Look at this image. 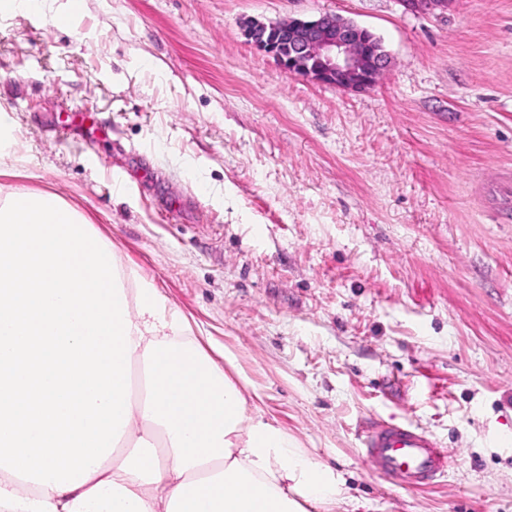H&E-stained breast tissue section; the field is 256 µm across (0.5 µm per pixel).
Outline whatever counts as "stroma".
I'll use <instances>...</instances> for the list:
<instances>
[{
  "mask_svg": "<svg viewBox=\"0 0 512 512\" xmlns=\"http://www.w3.org/2000/svg\"><path fill=\"white\" fill-rule=\"evenodd\" d=\"M0 17V191L58 195L152 281L266 420L344 474L331 512H512V0H87ZM380 37L366 91L289 76L243 21ZM91 110L95 149L62 131ZM408 421L448 474L406 490L360 436Z\"/></svg>",
  "mask_w": 512,
  "mask_h": 512,
  "instance_id": "1",
  "label": "stroma"
}]
</instances>
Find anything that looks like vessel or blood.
Here are the masks:
<instances>
[{"label":"vessel or blood","mask_w":512,"mask_h":512,"mask_svg":"<svg viewBox=\"0 0 512 512\" xmlns=\"http://www.w3.org/2000/svg\"><path fill=\"white\" fill-rule=\"evenodd\" d=\"M360 443L364 464L403 489L423 488L448 472L441 443L408 421L375 424L363 432Z\"/></svg>","instance_id":"b4317fda"}]
</instances>
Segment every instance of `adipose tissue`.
<instances>
[{"instance_id":"adipose-tissue-1","label":"adipose tissue","mask_w":512,"mask_h":512,"mask_svg":"<svg viewBox=\"0 0 512 512\" xmlns=\"http://www.w3.org/2000/svg\"><path fill=\"white\" fill-rule=\"evenodd\" d=\"M154 284L52 193L0 195V512H307L346 481L250 415ZM143 361L145 385L132 389Z\"/></svg>"}]
</instances>
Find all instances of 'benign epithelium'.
<instances>
[{"instance_id":"obj_1","label":"benign epithelium","mask_w":512,"mask_h":512,"mask_svg":"<svg viewBox=\"0 0 512 512\" xmlns=\"http://www.w3.org/2000/svg\"><path fill=\"white\" fill-rule=\"evenodd\" d=\"M452 0H398L404 10L445 12ZM244 35L272 56L287 74L341 89H366L388 66L380 39L354 21L332 13L251 21Z\"/></svg>"}]
</instances>
